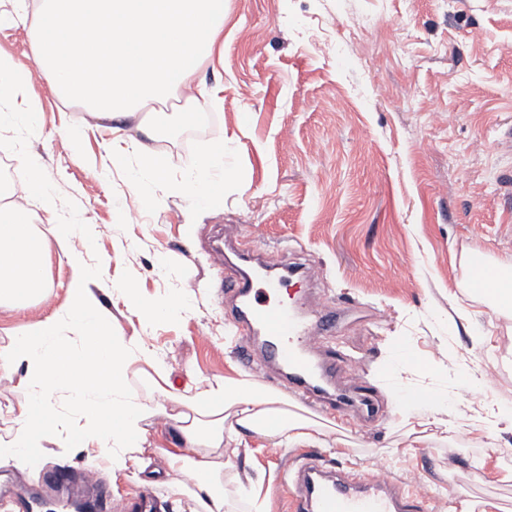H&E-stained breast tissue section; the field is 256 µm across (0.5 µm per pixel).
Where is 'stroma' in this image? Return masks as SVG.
<instances>
[{
	"label": "stroma",
	"instance_id": "35a3bbf8",
	"mask_svg": "<svg viewBox=\"0 0 512 512\" xmlns=\"http://www.w3.org/2000/svg\"><path fill=\"white\" fill-rule=\"evenodd\" d=\"M357 27L360 44L345 47ZM0 56L31 73L25 100L34 130H0L12 157L37 153L54 217L45 236L74 224L91 287L128 336L158 349L172 398L197 380L237 375V339L224 310L217 236L250 234L268 260L289 253L316 272L315 296L341 309L329 346L349 365L342 386L372 390L376 420L347 445L273 448L260 437L225 438L237 471L262 483L266 512H289L280 468L299 455L328 466L415 481L429 512H512V421L474 431L471 416L512 409V321L496 316L467 286L465 254L476 249L512 266V0H224V50L197 79L218 87L219 104L185 93L165 109L194 120L156 126L127 120L123 135L158 155L169 184L182 183L207 153L224 149L214 197L159 194L121 216L131 197L135 157L115 167L111 131L70 98L54 94L31 54L30 26L0 28ZM167 263L157 269L156 255ZM74 267L51 247L46 297L0 307V349L60 311ZM163 301L194 292L192 312L152 328L121 287ZM407 346V366L389 377L387 356ZM468 369L485 372L481 390L460 387ZM448 393L449 424H429L425 443L388 405L390 380ZM142 459L166 473L177 433L164 418L146 424ZM51 464L94 471L114 503L142 492L136 464L111 467L103 453L44 442Z\"/></svg>",
	"mask_w": 512,
	"mask_h": 512
}]
</instances>
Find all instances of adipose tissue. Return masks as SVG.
Masks as SVG:
<instances>
[{"label":"adipose tissue","mask_w":512,"mask_h":512,"mask_svg":"<svg viewBox=\"0 0 512 512\" xmlns=\"http://www.w3.org/2000/svg\"><path fill=\"white\" fill-rule=\"evenodd\" d=\"M223 33L224 0H36L30 43L53 91L112 122L138 116L143 106L192 85ZM137 168L132 202L140 206L164 187L166 172L158 156L146 151L138 152ZM72 233L71 226L59 225L51 244L36 230L29 208L0 209V306L43 298L51 245L77 266L63 314L39 321L0 351V374H20L27 393L19 426L0 442V463L27 462L31 449L59 437L60 398L81 422L78 443L108 452L116 468L127 463L125 449L145 443L144 422L165 415L181 443L180 450L168 453V468L193 478L189 487L171 482L172 492L185 497L187 512H225L224 476L232 467L224 454L225 435L245 431L272 447L291 448L323 433L321 416L293 408L284 394L245 375L206 381L186 410L177 412L121 384L120 376L142 364L164 375L162 360L143 337L124 336L113 326L89 286L91 272L71 247ZM124 292L148 325L192 307L187 293L147 302L132 287Z\"/></svg>","instance_id":"1"}]
</instances>
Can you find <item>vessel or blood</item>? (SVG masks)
<instances>
[{
	"mask_svg": "<svg viewBox=\"0 0 512 512\" xmlns=\"http://www.w3.org/2000/svg\"><path fill=\"white\" fill-rule=\"evenodd\" d=\"M287 275L256 279L246 273L224 277V296L238 309L236 328L243 338L238 357L244 369H252V336L265 339V352L272 365L287 370L288 383L305 406H318L321 414H343L342 399L320 401L318 382L329 381L338 364L324 354L328 337L336 330L338 312L321 307L316 311L318 329H311L299 306L281 300ZM500 280L498 268L482 254H475L470 284L479 291H494ZM0 467V512H43L45 493L52 492L72 506L95 500L100 512H112L107 491L84 485L77 470L55 466L44 473L41 485L17 489L4 480ZM279 475L288 486L291 512H426L427 495L405 488L402 479L359 475L349 482L335 477L317 460L301 457L281 467Z\"/></svg>",
	"mask_w": 512,
	"mask_h": 512,
	"instance_id": "1",
	"label": "vessel or blood"
}]
</instances>
